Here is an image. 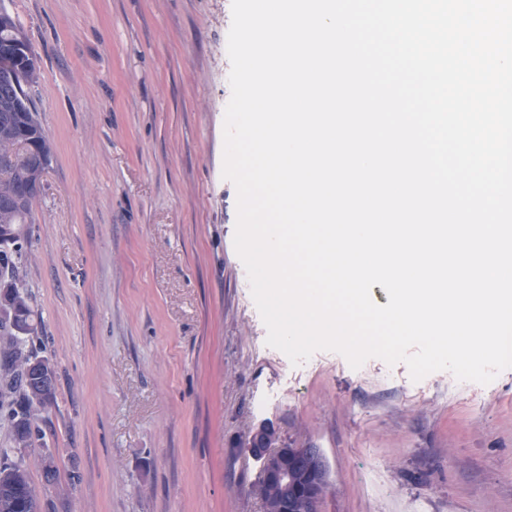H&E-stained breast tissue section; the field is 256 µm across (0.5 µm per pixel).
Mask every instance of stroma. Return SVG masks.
I'll list each match as a JSON object with an SVG mask.
<instances>
[{
	"label": "stroma",
	"mask_w": 512,
	"mask_h": 512,
	"mask_svg": "<svg viewBox=\"0 0 512 512\" xmlns=\"http://www.w3.org/2000/svg\"><path fill=\"white\" fill-rule=\"evenodd\" d=\"M54 154L20 278L56 400L20 448L43 512H262L257 428L324 452L323 512H512V368L412 380L266 343L223 176L231 0H0ZM49 450L54 470L34 456ZM19 35L23 36L22 39L18 38ZM0 55L19 64H27L30 61L37 65V56L25 29L3 7L0 8Z\"/></svg>",
	"instance_id": "obj_1"
}]
</instances>
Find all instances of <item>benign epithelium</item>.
<instances>
[{
	"mask_svg": "<svg viewBox=\"0 0 512 512\" xmlns=\"http://www.w3.org/2000/svg\"><path fill=\"white\" fill-rule=\"evenodd\" d=\"M37 78L38 70L34 65L0 64V81H9L16 88H26ZM248 448L250 454L263 458L264 482L276 484L281 489L278 512H322L328 486L327 463L322 449L275 444L261 429L250 436ZM293 470L303 474L304 483L290 490L288 474Z\"/></svg>",
	"mask_w": 512,
	"mask_h": 512,
	"instance_id": "7a95c632",
	"label": "benign epithelium"
}]
</instances>
